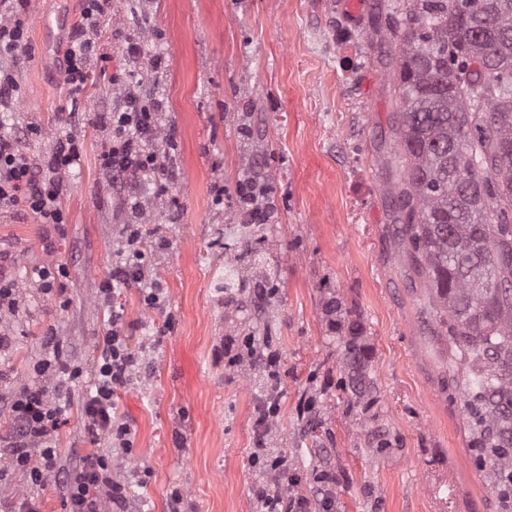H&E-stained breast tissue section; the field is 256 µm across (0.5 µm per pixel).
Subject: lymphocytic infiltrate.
Instances as JSON below:
<instances>
[{"label":"lymphocytic infiltrate","mask_w":512,"mask_h":512,"mask_svg":"<svg viewBox=\"0 0 512 512\" xmlns=\"http://www.w3.org/2000/svg\"><path fill=\"white\" fill-rule=\"evenodd\" d=\"M29 0H0V58L15 65L26 61ZM91 41L84 26H74L65 51L64 81L71 94H80L89 77ZM111 129L100 167L113 185L125 188L149 173L156 160L145 149L154 140L158 124L153 109L144 108L137 98H130L125 111L104 116ZM35 125L0 130V210L22 209L41 224L62 225L61 198L63 182L71 167L81 161V145L73 133L59 137L51 153L37 159L28 144L39 136ZM143 237L141 225H132L126 237V256L112 269L111 276L99 288V301L112 310L111 327L97 343L96 378L93 391L84 400L83 420L89 442L100 436L110 437L118 448H130L131 427L116 413V392L133 375L136 361L127 348L123 330V312L114 302L116 289L137 285L142 299L154 295V281L145 273L143 254L137 244ZM23 306L15 280L0 276V354L8 352L16 334L15 324ZM46 351L34 365L40 379L55 380L54 389L40 384L16 389L10 411L16 435L0 456V476L17 472L33 488L44 487L57 473L53 435L65 416L64 400L70 381L80 376L77 366L65 364L57 337L45 340ZM70 512H104L106 505L125 508L124 484L112 479V459L94 450L79 456L77 473L66 480Z\"/></svg>","instance_id":"f902f5d3"}]
</instances>
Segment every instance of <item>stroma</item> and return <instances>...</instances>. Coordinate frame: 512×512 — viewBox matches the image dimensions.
Returning <instances> with one entry per match:
<instances>
[{
    "label": "stroma",
    "mask_w": 512,
    "mask_h": 512,
    "mask_svg": "<svg viewBox=\"0 0 512 512\" xmlns=\"http://www.w3.org/2000/svg\"><path fill=\"white\" fill-rule=\"evenodd\" d=\"M388 2L361 0L354 16L345 0H112L90 34L91 74L75 97L65 48L41 39L39 20L79 24L84 0H31L29 61L0 120L39 126L29 144L37 157L69 128L82 144L65 180L63 226L0 217V275L27 297L21 334L0 359V438L14 390L36 381L48 334L82 370L55 434L61 476L41 490L43 512H66L63 478L88 446L82 404L111 316L98 288L127 216L100 170V116L121 105L109 78L145 17L154 35L143 55L164 59L151 91L176 161L167 189L147 187L162 202L147 231L169 242L149 256L165 306L148 311L134 286L118 297L141 369L117 395L133 447L116 456L112 477L131 512H168L175 490L182 512H256L274 460L290 477L283 498L309 500L313 512L325 496L328 512H502L475 463L462 378L448 364L454 343L424 304L388 206L401 104L374 27ZM253 175L267 178L274 201L255 246L277 289L228 306L218 288L226 227L238 221L236 183ZM46 262L66 269V306L27 277ZM332 300L362 338L358 360L328 326ZM270 382L280 405L260 451L254 422Z\"/></svg>",
    "instance_id": "stroma-1"
}]
</instances>
